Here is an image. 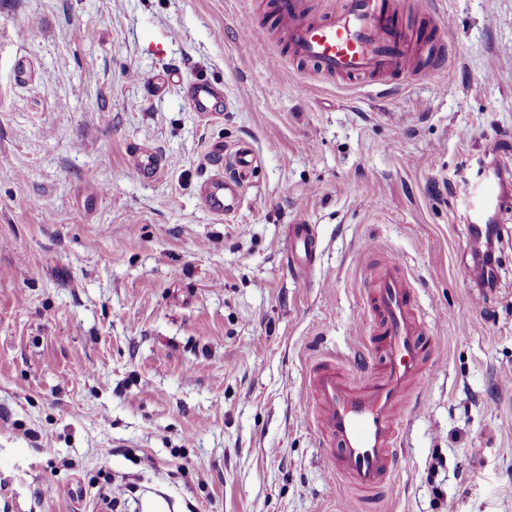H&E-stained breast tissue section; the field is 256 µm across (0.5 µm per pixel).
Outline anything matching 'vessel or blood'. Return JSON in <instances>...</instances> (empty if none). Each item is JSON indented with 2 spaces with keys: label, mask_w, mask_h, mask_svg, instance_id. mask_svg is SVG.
Listing matches in <instances>:
<instances>
[{
  "label": "vessel or blood",
  "mask_w": 512,
  "mask_h": 512,
  "mask_svg": "<svg viewBox=\"0 0 512 512\" xmlns=\"http://www.w3.org/2000/svg\"><path fill=\"white\" fill-rule=\"evenodd\" d=\"M275 28L287 43L291 57L312 66L316 75L350 86H382L412 79L424 70L420 51L439 53L441 44L426 33L409 29L396 13L394 0H343L324 16L312 15L307 0H274ZM194 111H223L226 103L215 86L204 79L186 84ZM254 164L248 144L234 153L236 175H213L202 189V199L216 215L236 212L243 203L241 184ZM135 174L148 180L160 172L154 152H136ZM503 171L488 168L468 188L465 207L471 223L499 215L506 205ZM295 262L308 269L315 241L307 225L292 228ZM368 306L375 319L369 348L376 362L355 373L337 370L329 361L313 365L309 385L318 426L336 441L329 456L328 474L337 488L373 490L383 486L393 470L398 409L424 379L431 336L417 314L414 290L402 273V260L392 255L383 267L371 269Z\"/></svg>",
  "instance_id": "vessel-or-blood-1"
}]
</instances>
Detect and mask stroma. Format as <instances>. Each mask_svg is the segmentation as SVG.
Segmentation results:
<instances>
[{"mask_svg":"<svg viewBox=\"0 0 512 512\" xmlns=\"http://www.w3.org/2000/svg\"><path fill=\"white\" fill-rule=\"evenodd\" d=\"M399 2L455 35L380 93L246 31L270 0H0V512H512V205L484 296L462 206L482 159L512 164V0ZM195 78L232 107L194 112ZM242 142L220 218L200 189ZM391 254L431 357L387 484L333 493L309 368L369 363L366 271ZM254 164V155L248 144H241L234 153L236 176L226 178L213 175L202 189V199L217 216H228L236 212L243 203L241 184L246 172ZM133 169L139 178L148 180L159 174L160 164L154 152L140 150L135 153ZM295 262L300 269L307 270L315 255V241L306 224L292 226Z\"/></svg>","mask_w":512,"mask_h":512,"instance_id":"stroma-1","label":"stroma"}]
</instances>
